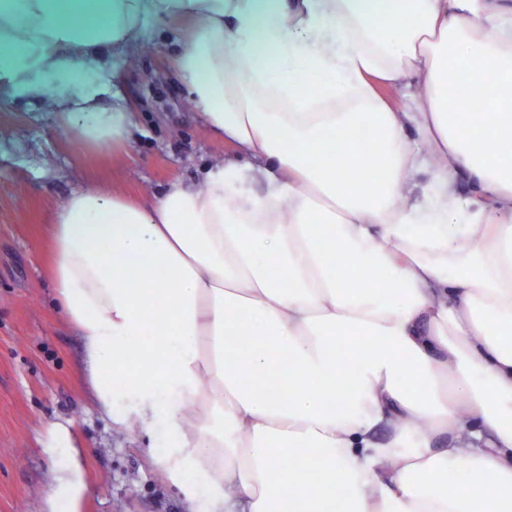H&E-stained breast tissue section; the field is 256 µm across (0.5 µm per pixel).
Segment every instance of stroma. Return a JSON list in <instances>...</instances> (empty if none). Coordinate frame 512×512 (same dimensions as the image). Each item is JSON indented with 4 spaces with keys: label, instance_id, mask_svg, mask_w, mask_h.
<instances>
[{
    "label": "stroma",
    "instance_id": "35a3bbf8",
    "mask_svg": "<svg viewBox=\"0 0 512 512\" xmlns=\"http://www.w3.org/2000/svg\"><path fill=\"white\" fill-rule=\"evenodd\" d=\"M192 21L158 29L135 65L118 66L96 99L137 114L130 153L75 143L42 102L0 95V512H51L59 455L46 428L68 426L81 446L90 492L79 512H186L176 489L148 462L137 428L111 430L93 405L90 367L77 329L59 311L49 225L73 192L97 187L143 201L177 181L192 187L223 158L178 69L180 34Z\"/></svg>",
    "mask_w": 512,
    "mask_h": 512
}]
</instances>
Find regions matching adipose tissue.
<instances>
[{
	"mask_svg": "<svg viewBox=\"0 0 512 512\" xmlns=\"http://www.w3.org/2000/svg\"><path fill=\"white\" fill-rule=\"evenodd\" d=\"M175 17L236 153L56 209L98 408L189 512H512V0H0V88L125 147L88 68Z\"/></svg>",
	"mask_w": 512,
	"mask_h": 512,
	"instance_id": "adipose-tissue-1",
	"label": "adipose tissue"
}]
</instances>
